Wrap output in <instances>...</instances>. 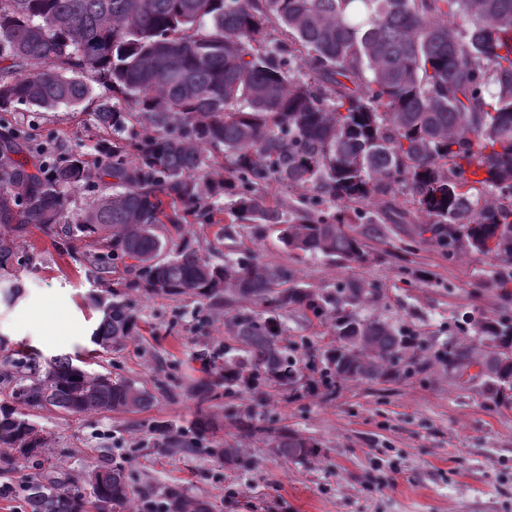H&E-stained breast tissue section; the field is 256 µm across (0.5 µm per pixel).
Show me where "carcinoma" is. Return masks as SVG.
Returning <instances> with one entry per match:
<instances>
[{"label": "carcinoma", "mask_w": 512, "mask_h": 512, "mask_svg": "<svg viewBox=\"0 0 512 512\" xmlns=\"http://www.w3.org/2000/svg\"><path fill=\"white\" fill-rule=\"evenodd\" d=\"M274 18L291 37L288 51L263 35ZM462 23H457V20ZM313 76H285L283 54ZM89 76L129 109L100 97L94 120L119 137L134 118L141 131L120 144L104 139L99 179L117 191L100 196L65 226L69 195L86 190L77 154L31 144L3 114L17 106L53 111L89 99ZM224 155L225 176L205 175ZM310 186L343 203L360 223L304 211L288 219L264 185ZM429 218L414 228L448 256L467 249L498 260L494 282L512 280V0H0V302L22 294L12 273L16 240L38 227L54 246L100 234L110 253L90 251L93 281L110 298L93 299L102 317L92 341L102 350L139 334L125 301L135 289L155 297L193 295L240 308L225 317L237 354L205 359L189 427L155 430L153 447L171 455L207 454L221 466L244 465L240 448L206 446L207 404L221 396L307 379L331 392L345 380L386 381L420 371L406 357L410 337L352 308L370 291L350 282L331 291L293 283L288 268L245 252L215 264L162 233L210 224L224 201L230 221L254 232L276 227L288 251L339 263L368 259L365 239L384 225L360 205L396 198ZM135 261L128 281L109 282V256ZM290 309L331 314L336 345L305 361L279 346V317ZM488 345L437 356L456 368L480 366L486 394L512 405V320L471 322ZM0 385V470L32 462L46 438L27 411L54 407L72 415L141 411L156 395L134 381L93 374L79 357L42 366L38 353L13 351ZM240 437L262 436L283 457L304 458L318 444L286 428L261 425L251 409L235 415ZM30 512H211L177 485L137 489L122 456L92 466L64 488L42 475L26 484Z\"/></svg>", "instance_id": "cac0c4a2"}]
</instances>
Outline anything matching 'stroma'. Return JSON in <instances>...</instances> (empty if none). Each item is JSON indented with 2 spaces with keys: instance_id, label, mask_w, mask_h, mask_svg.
I'll return each mask as SVG.
<instances>
[{
  "instance_id": "1",
  "label": "stroma",
  "mask_w": 512,
  "mask_h": 512,
  "mask_svg": "<svg viewBox=\"0 0 512 512\" xmlns=\"http://www.w3.org/2000/svg\"><path fill=\"white\" fill-rule=\"evenodd\" d=\"M9 118L33 141L60 144L92 163L98 158L94 145L106 135L92 113L79 108L41 112L23 106ZM366 209L380 214L387 232L367 240L370 258L364 263L295 255L273 231L257 236L246 224L225 230L220 213L214 223L182 229L194 248L215 261L244 245L263 261L287 266L303 288L363 283L374 294L357 315L412 336L410 353L422 367L415 375L392 382L341 381L331 394L264 388L240 395V403L251 406L264 424L285 425L318 442V455L287 461L262 440L240 438L227 416L226 398L210 408L216 423L210 438L243 448L245 467L227 469L205 454L157 452L154 425L186 426L195 417L188 389L203 376L201 354L224 345L225 308L209 306V321L200 327L197 298H148L130 291L125 299L139 335L99 353L89 369L149 390L164 378L170 394L158 395L137 413L32 411L47 446L28 471L68 484L119 446L127 453L133 482L180 485L208 501L212 512H512V407L489 398L481 379L460 377L433 359L436 351L469 342L461 329L466 316L512 319V283L488 285L489 257L464 250L451 258L434 244L413 242L414 225L426 221L423 214L389 217L375 201ZM94 247L93 238L75 237L60 252L29 227L19 241L21 255L29 259L18 274L23 294L14 304L0 303V339L8 349L34 350L46 359L92 350L90 336L100 314L88 300L93 278L84 255ZM280 340L285 346L305 340L320 353L335 338L330 320L291 310L281 319Z\"/></svg>"
}]
</instances>
